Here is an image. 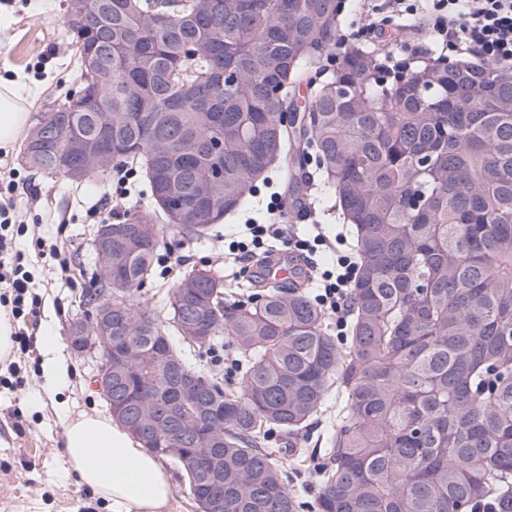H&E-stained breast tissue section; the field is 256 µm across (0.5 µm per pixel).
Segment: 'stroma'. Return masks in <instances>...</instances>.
Wrapping results in <instances>:
<instances>
[{
  "label": "stroma",
  "mask_w": 512,
  "mask_h": 512,
  "mask_svg": "<svg viewBox=\"0 0 512 512\" xmlns=\"http://www.w3.org/2000/svg\"><path fill=\"white\" fill-rule=\"evenodd\" d=\"M64 0H0V80L21 79L31 94L30 118H37L50 102L68 87L74 68L72 47L64 27ZM21 145H14L6 160L17 172V223L22 224L15 245L24 254L23 263L33 274V292L40 302V317L25 349L14 350L12 360L0 363V512H113L88 488L76 483L66 470L62 433L67 417L83 412H103L107 406L94 389L97 363L77 355L68 345L65 327L81 311L80 302L95 292L96 254L91 242L99 224L122 220L129 209L146 201L147 188L136 179L129 195L111 215L95 207L111 190L110 178L72 182L63 176L35 175L21 162ZM279 172L269 184L252 195L209 235L193 238L165 229L161 254L170 261L155 266L152 278L140 289L142 299L167 317L171 289L184 267L206 266L221 270L229 299L246 300V287L257 272L254 260L224 268V238L233 233L247 212L261 206L271 194L282 193ZM47 243L70 259L67 275L57 273L51 254L36 255L33 238ZM53 333L56 357L67 372L58 386H50L43 371L42 338ZM186 363L204 368L218 378L230 379L235 357L228 338H219L210 348L182 347ZM335 397H328L323 413L297 440L299 451L290 454L288 436L271 434L268 448L274 461L287 470L300 501L314 503L318 492L315 470L320 450L331 430Z\"/></svg>",
  "instance_id": "35a3bbf8"
}]
</instances>
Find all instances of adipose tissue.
Segmentation results:
<instances>
[{
  "label": "adipose tissue",
  "instance_id": "obj_1",
  "mask_svg": "<svg viewBox=\"0 0 512 512\" xmlns=\"http://www.w3.org/2000/svg\"><path fill=\"white\" fill-rule=\"evenodd\" d=\"M28 105L16 82H0V147H12L25 131ZM63 445L79 484L118 512H168L173 498L168 473L110 415L94 412L69 418Z\"/></svg>",
  "mask_w": 512,
  "mask_h": 512
}]
</instances>
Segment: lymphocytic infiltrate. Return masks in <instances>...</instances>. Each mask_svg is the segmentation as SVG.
<instances>
[{
	"instance_id": "1",
	"label": "lymphocytic infiltrate",
	"mask_w": 512,
	"mask_h": 512,
	"mask_svg": "<svg viewBox=\"0 0 512 512\" xmlns=\"http://www.w3.org/2000/svg\"><path fill=\"white\" fill-rule=\"evenodd\" d=\"M365 24L341 36L348 41H376L385 30L406 32L425 21L429 36L424 41H407L403 47L414 56L428 55L431 46L448 54H464L487 63L512 64V0H359ZM15 205L12 198L0 202V284L8 292L0 301L9 303L13 316L35 315L37 300L31 296V273L16 251L14 234L8 222ZM265 221L247 219L238 225L229 244V254L240 260L263 247L265 241L276 240L287 248L316 254L330 243L346 244L345 233L328 237L322 225H314L309 238L290 237L283 223L282 205L278 195H271L266 204ZM356 263L349 252H337L330 269L320 273L315 296L318 306L335 315L337 329H345L350 303V287Z\"/></svg>"
}]
</instances>
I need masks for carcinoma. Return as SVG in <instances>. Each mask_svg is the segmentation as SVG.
<instances>
[{
	"instance_id": "carcinoma-1",
	"label": "carcinoma",
	"mask_w": 512,
	"mask_h": 512,
	"mask_svg": "<svg viewBox=\"0 0 512 512\" xmlns=\"http://www.w3.org/2000/svg\"><path fill=\"white\" fill-rule=\"evenodd\" d=\"M343 21L338 0H112L98 32L67 26L78 86L37 118L21 160L48 177L82 167L68 137H96V113L66 105L97 97L112 111V167L149 188L150 209L122 220L140 232L112 242L116 300L151 351L112 353V415L135 434L137 409L152 410L143 391L183 393L160 377L176 349L137 295L161 227L205 236L272 169L298 189L314 152L355 238L346 336L296 282L236 302L216 271H183L171 327L200 349L229 337L239 378L186 368L224 432L184 420L179 445L157 438L150 452L178 456L203 505L220 482L224 512H298L265 441L298 438L334 390L317 512H512V65L432 54L398 69L353 46L329 72ZM303 81L300 108L289 93ZM46 123L57 139L40 142Z\"/></svg>"
}]
</instances>
